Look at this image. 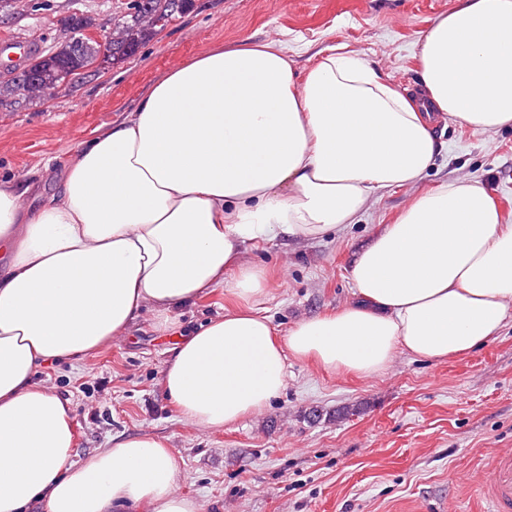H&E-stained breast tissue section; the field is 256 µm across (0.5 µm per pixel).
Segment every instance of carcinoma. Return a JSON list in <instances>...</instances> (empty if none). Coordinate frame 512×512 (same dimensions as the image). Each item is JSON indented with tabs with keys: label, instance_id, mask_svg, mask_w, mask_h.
<instances>
[{
	"label": "carcinoma",
	"instance_id": "cac0c4a2",
	"mask_svg": "<svg viewBox=\"0 0 512 512\" xmlns=\"http://www.w3.org/2000/svg\"><path fill=\"white\" fill-rule=\"evenodd\" d=\"M179 18L170 13V0H129L125 15L113 25L110 38L112 61L120 63L152 41L164 27ZM100 45L90 37H82L76 46L57 43L45 53L32 57L39 86H26L12 79L0 81V106L16 107L26 101L40 99V88L58 86L73 68L95 56Z\"/></svg>",
	"mask_w": 512,
	"mask_h": 512
}]
</instances>
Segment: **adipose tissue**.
<instances>
[{"instance_id":"adipose-tissue-1","label":"adipose tissue","mask_w":512,"mask_h":512,"mask_svg":"<svg viewBox=\"0 0 512 512\" xmlns=\"http://www.w3.org/2000/svg\"><path fill=\"white\" fill-rule=\"evenodd\" d=\"M415 60L410 90L339 45L302 75L267 42L213 49L86 140L57 192L0 180V512H200L164 440L119 437L73 461L72 403L35 379L142 311L165 331L213 289L232 299L164 370L179 417L205 429L264 412L292 358L372 378L396 352L443 361L498 336L512 318V225L479 178L419 184L439 152L435 120L512 128V0H455ZM397 189L410 193L397 217L351 255L358 302L278 337L245 242L321 237Z\"/></svg>"}]
</instances>
